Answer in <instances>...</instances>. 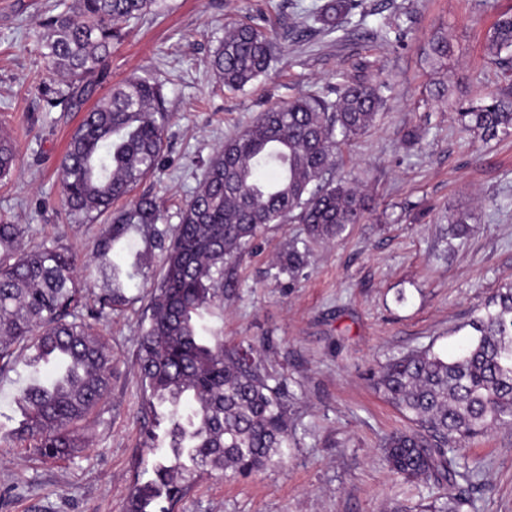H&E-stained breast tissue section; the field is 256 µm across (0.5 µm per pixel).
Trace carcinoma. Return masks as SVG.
<instances>
[{"mask_svg": "<svg viewBox=\"0 0 512 512\" xmlns=\"http://www.w3.org/2000/svg\"><path fill=\"white\" fill-rule=\"evenodd\" d=\"M156 0H59L40 18V54L47 76L66 78L62 92L42 82L53 108L81 107L106 74L119 22L148 14ZM359 0H327L313 15L326 32L344 29ZM277 46L257 24L233 23L209 65L224 86L242 91L264 76ZM501 66L512 65V14L501 15L487 39ZM448 36L431 37V73L448 70ZM386 99L382 85L345 79L336 99L301 95L261 113L224 141L197 189L179 212L174 231L156 201L132 197L158 168L170 114L163 85L132 78L112 88L107 102L86 111L61 163V205L71 224L106 217L94 263L110 271L99 292L85 288L78 261L60 245L24 249L28 227L0 216V371L13 350L30 352L37 368L14 400L24 420L13 437L47 459L72 456L84 440L77 425L102 402L112 378V353L94 321L128 301L122 276L145 274L150 251L163 255L153 282L151 317L139 339L141 408L167 421L168 447L151 473L132 485L125 512H174L199 474L230 469L241 476L284 462L292 433L282 383L253 347H229L221 331H205L203 315L221 304L224 265L238 259L268 224L291 219L312 240L329 241L370 210L355 178H328L341 145L367 132ZM463 130L492 140L512 133V92L470 102L458 112ZM16 148L0 134V177L10 174ZM454 239H464L470 214L447 216ZM142 235L145 248L133 247ZM129 248L130 271L113 259ZM308 250L288 244L279 270L308 264ZM455 352L432 348L393 356L372 374V386L416 429L390 435L382 452L390 468L411 480L458 487L425 512H462L471 502L476 468L461 462L462 445L512 425V284L497 289L467 323Z\"/></svg>", "mask_w": 512, "mask_h": 512, "instance_id": "obj_1", "label": "carcinoma"}]
</instances>
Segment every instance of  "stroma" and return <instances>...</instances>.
<instances>
[{
	"label": "stroma",
	"instance_id": "obj_1",
	"mask_svg": "<svg viewBox=\"0 0 512 512\" xmlns=\"http://www.w3.org/2000/svg\"><path fill=\"white\" fill-rule=\"evenodd\" d=\"M53 0H0V129L17 147L0 180V215L29 227L26 245L61 243L91 260L102 223H63L51 203L80 114L47 108L38 22ZM325 0H158L124 23L107 76L92 98L134 77L164 86L172 115L158 170L137 187L155 197L169 226L224 140L272 105L302 93L334 97L343 77L386 82V109L344 145L341 170L374 201L373 211L335 241L308 239L304 225H268L253 247L224 268V300L206 321L226 341L252 345L285 381L293 439L282 466L243 477L203 476L176 512H421L439 488L396 475L380 450L408 421L374 393L369 375L386 358L430 347L446 355L462 326L492 293L512 283V136L465 132L460 105L512 91V70L486 55L488 32L512 0H361L344 30H318L311 12ZM255 22L276 33L280 50L246 91L224 87L206 60L225 24ZM399 39H385L387 27ZM454 47L447 101L429 96L423 61L435 32ZM420 129L419 147L403 137ZM470 213V233L449 240L443 214ZM306 243L307 266L282 273L276 257ZM147 277L125 281L130 302L96 326L112 353V382L96 413L78 426L85 445L73 458L43 460L10 439L21 414L13 396L28 377L25 352L0 372V512H123L128 489L150 468L144 432L155 427L140 405L137 349L148 322ZM467 455L491 491L464 512H512V427H497Z\"/></svg>",
	"mask_w": 512,
	"mask_h": 512
}]
</instances>
